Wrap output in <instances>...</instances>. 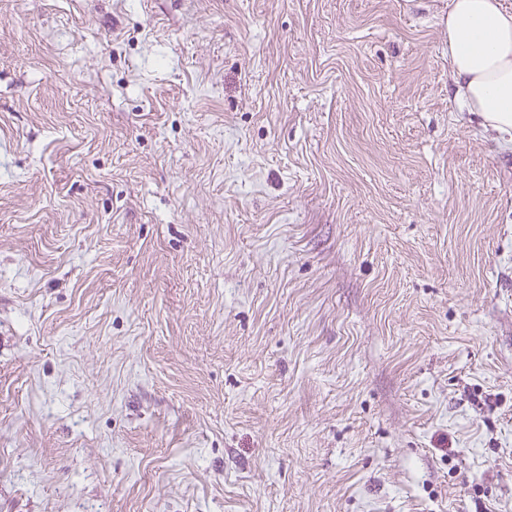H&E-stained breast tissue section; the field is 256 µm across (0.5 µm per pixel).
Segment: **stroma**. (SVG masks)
Wrapping results in <instances>:
<instances>
[{
	"label": "stroma",
	"instance_id": "stroma-1",
	"mask_svg": "<svg viewBox=\"0 0 512 512\" xmlns=\"http://www.w3.org/2000/svg\"><path fill=\"white\" fill-rule=\"evenodd\" d=\"M448 0H0V512H512V142Z\"/></svg>",
	"mask_w": 512,
	"mask_h": 512
}]
</instances>
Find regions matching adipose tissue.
Returning <instances> with one entry per match:
<instances>
[{"label": "adipose tissue", "mask_w": 512, "mask_h": 512, "mask_svg": "<svg viewBox=\"0 0 512 512\" xmlns=\"http://www.w3.org/2000/svg\"><path fill=\"white\" fill-rule=\"evenodd\" d=\"M455 96L484 130L512 135V11L501 0H448Z\"/></svg>", "instance_id": "ef3b65f1"}]
</instances>
